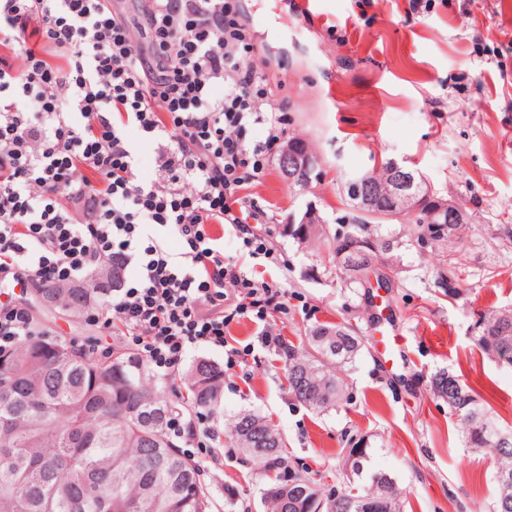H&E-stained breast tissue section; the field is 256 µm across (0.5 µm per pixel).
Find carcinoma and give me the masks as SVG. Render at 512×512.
Returning <instances> with one entry per match:
<instances>
[{"instance_id": "1", "label": "carcinoma", "mask_w": 512, "mask_h": 512, "mask_svg": "<svg viewBox=\"0 0 512 512\" xmlns=\"http://www.w3.org/2000/svg\"><path fill=\"white\" fill-rule=\"evenodd\" d=\"M387 163L365 191L372 208L355 214L349 223L330 232L322 224H289L288 236L319 243L323 257L336 259L345 242L354 238L380 245L356 264L343 263L348 287H364L370 276H384L378 254L402 243L401 236L384 233L387 224L406 226L412 236L428 231L432 237H460L468 221L464 207L440 203L416 175L421 203L417 213L393 217L392 202L381 191L389 180ZM117 259L87 281L71 287L36 289L39 302L61 312L79 314L99 304V288H113L122 279ZM308 347L288 344V391L307 408L322 413L347 400L342 380L326 370L328 360L351 361L361 349L360 336L348 324L318 325L307 336ZM477 346L481 352L512 367V309H490L480 321ZM0 512H207L208 502L196 465L177 452L168 432L169 420L184 408L211 413L224 386V371L198 361L187 376V395L167 397V381L158 378L146 360L132 352L114 350L100 356L88 348L76 352L65 336H28L10 353H0ZM433 394L463 423L467 447L488 449L499 461V493L492 512H512L511 435L488 444L491 427H499L490 403L461 375L439 370L431 378ZM225 447L238 448L245 458L264 464L275 478L265 490L273 512H403L393 478L384 472L369 475L370 484L344 491L341 503L323 496L318 480L288 468L282 456L286 442L263 416L240 413ZM368 449H349L351 473L365 471Z\"/></svg>"}]
</instances>
